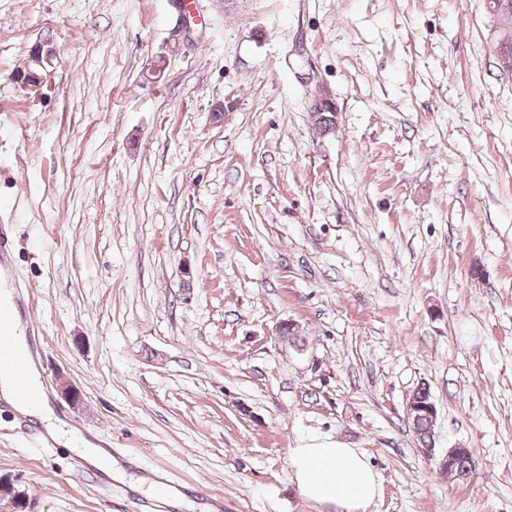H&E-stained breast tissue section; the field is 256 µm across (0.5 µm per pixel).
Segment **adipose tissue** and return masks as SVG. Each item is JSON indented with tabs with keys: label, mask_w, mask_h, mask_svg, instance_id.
<instances>
[{
	"label": "adipose tissue",
	"mask_w": 512,
	"mask_h": 512,
	"mask_svg": "<svg viewBox=\"0 0 512 512\" xmlns=\"http://www.w3.org/2000/svg\"><path fill=\"white\" fill-rule=\"evenodd\" d=\"M0 319L17 329L13 350L16 361L27 365L31 384L41 390L40 371L32 357L27 327L22 321L10 287L0 288ZM0 400L20 416L40 425L56 442L69 448L86 464L98 466L106 453L93 437L73 429L59 415L49 396L43 395L39 404L31 405L16 394L13 376L0 370ZM289 467L300 495L307 501L335 506L336 512H368L382 494L381 478L362 452L333 442H322L306 448L292 449Z\"/></svg>",
	"instance_id": "obj_1"
}]
</instances>
